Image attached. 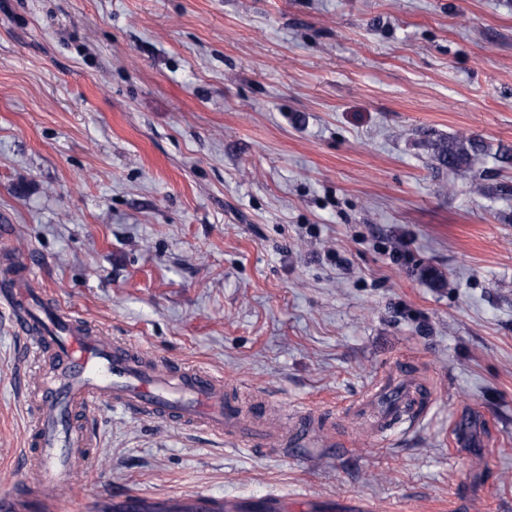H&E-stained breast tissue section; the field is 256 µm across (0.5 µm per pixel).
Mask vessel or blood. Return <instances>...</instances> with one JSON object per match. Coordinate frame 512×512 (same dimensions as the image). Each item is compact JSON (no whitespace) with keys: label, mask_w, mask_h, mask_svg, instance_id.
I'll return each instance as SVG.
<instances>
[{"label":"vessel or blood","mask_w":512,"mask_h":512,"mask_svg":"<svg viewBox=\"0 0 512 512\" xmlns=\"http://www.w3.org/2000/svg\"><path fill=\"white\" fill-rule=\"evenodd\" d=\"M0 305L25 335L38 371L28 386L30 436L24 450L25 479L13 502L35 491L65 496L83 475L97 445L87 423L90 408L106 403L145 418L200 427L240 447H288L310 436L307 419L295 418L285 435L248 425L224 396L216 376L196 367L175 371L143 363L126 340L104 341L84 321L51 303L21 278L0 280Z\"/></svg>","instance_id":"obj_1"}]
</instances>
